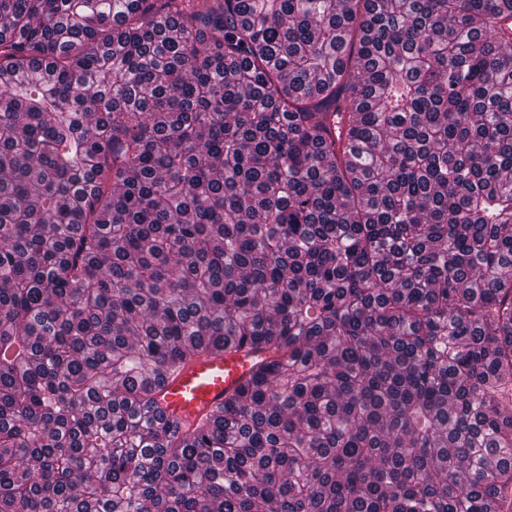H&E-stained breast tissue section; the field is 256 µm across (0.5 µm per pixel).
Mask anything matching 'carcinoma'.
<instances>
[{
	"label": "carcinoma",
	"instance_id": "obj_1",
	"mask_svg": "<svg viewBox=\"0 0 512 512\" xmlns=\"http://www.w3.org/2000/svg\"><path fill=\"white\" fill-rule=\"evenodd\" d=\"M511 497L512 0H0V512ZM268 359L265 352L230 350L219 356L202 355L179 372L167 375L158 394L167 414L181 422L224 401V394L243 384Z\"/></svg>",
	"mask_w": 512,
	"mask_h": 512
}]
</instances>
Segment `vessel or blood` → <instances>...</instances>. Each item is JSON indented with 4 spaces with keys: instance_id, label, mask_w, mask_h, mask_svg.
I'll use <instances>...</instances> for the list:
<instances>
[{
    "instance_id": "vessel-or-blood-1",
    "label": "vessel or blood",
    "mask_w": 512,
    "mask_h": 512,
    "mask_svg": "<svg viewBox=\"0 0 512 512\" xmlns=\"http://www.w3.org/2000/svg\"><path fill=\"white\" fill-rule=\"evenodd\" d=\"M267 358V353L245 349L200 356L165 377L158 391L161 404L172 418L191 422L222 402Z\"/></svg>"
}]
</instances>
